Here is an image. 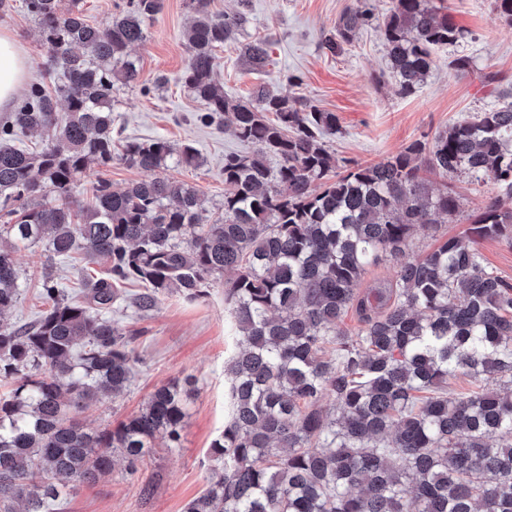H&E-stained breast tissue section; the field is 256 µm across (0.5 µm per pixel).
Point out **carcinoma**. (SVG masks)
<instances>
[{
	"label": "carcinoma",
	"instance_id": "obj_1",
	"mask_svg": "<svg viewBox=\"0 0 512 512\" xmlns=\"http://www.w3.org/2000/svg\"><path fill=\"white\" fill-rule=\"evenodd\" d=\"M190 0L191 55L184 84L207 105L197 120L231 117L247 154L224 155V200L208 213L198 191L163 174L168 162L198 166L186 144L130 141L120 160L152 173L115 187L92 183V202L74 188L95 164L109 167L112 89L136 84L132 47L146 37L162 0H129L105 30L87 24L73 0H23L65 81L28 84L0 123V314L20 296L15 252L42 246L49 258L109 262L80 300L44 269L48 308L27 326L0 319V512H58L66 482L94 483L119 454L134 475L156 440L177 447L190 393L174 380L136 412L95 430L73 416L115 399L133 379L134 337L101 315L120 285L142 283L150 310L178 294L203 303L224 290L238 337L224 368L228 419L211 443L205 489L185 512H512V283L483 262L479 243L512 241V93L448 124L375 165L342 161L325 137L324 112L262 84L248 102L224 95L214 50L237 43L249 0L223 16ZM345 13L325 39L334 52L369 23ZM387 66L408 96L425 82L434 47L463 36L441 6L395 0L383 22ZM261 71L263 39L242 48ZM64 108L58 109V102ZM53 132L39 153L21 135ZM277 160L271 166L270 159ZM446 179L492 181L491 199L461 234L412 259L414 229L452 222L463 201L436 189L421 169ZM395 262L378 288H362L368 267ZM357 330L343 328L349 311ZM469 377L475 389L448 391ZM332 405H327V402Z\"/></svg>",
	"mask_w": 512,
	"mask_h": 512
}]
</instances>
